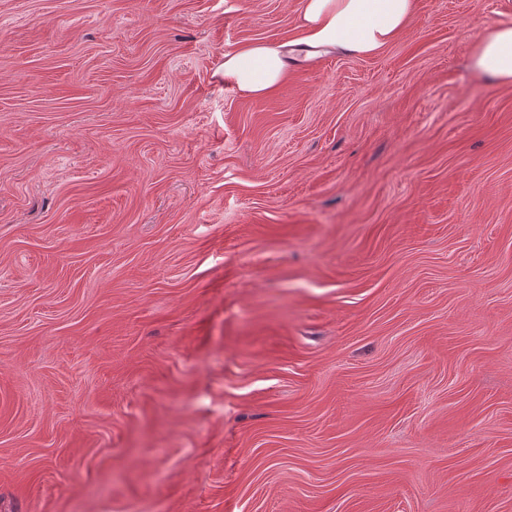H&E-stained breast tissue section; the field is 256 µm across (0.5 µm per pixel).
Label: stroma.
Listing matches in <instances>:
<instances>
[{"mask_svg": "<svg viewBox=\"0 0 512 512\" xmlns=\"http://www.w3.org/2000/svg\"><path fill=\"white\" fill-rule=\"evenodd\" d=\"M299 6L0 0V512H512V0ZM416 0H301L297 38L270 45L249 43L224 56V78L250 97L271 93L298 57L336 53L372 57L407 28ZM469 68L490 84L512 83V21L493 23L484 29Z\"/></svg>", "mask_w": 512, "mask_h": 512, "instance_id": "stroma-1", "label": "stroma"}]
</instances>
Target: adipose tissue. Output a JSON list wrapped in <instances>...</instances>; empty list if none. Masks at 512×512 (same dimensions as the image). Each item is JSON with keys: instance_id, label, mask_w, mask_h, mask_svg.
Returning <instances> with one entry per match:
<instances>
[{"instance_id": "obj_1", "label": "adipose tissue", "mask_w": 512, "mask_h": 512, "mask_svg": "<svg viewBox=\"0 0 512 512\" xmlns=\"http://www.w3.org/2000/svg\"><path fill=\"white\" fill-rule=\"evenodd\" d=\"M416 0H301L297 38L254 42L224 56V76L250 97L271 93L298 57L336 53L372 57L407 28ZM469 67L488 83H512V21L487 26Z\"/></svg>"}]
</instances>
